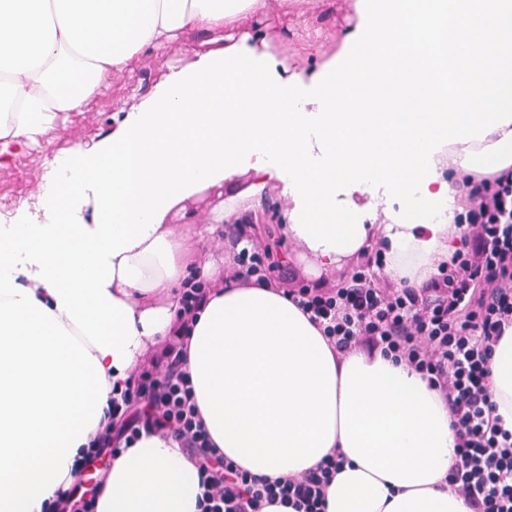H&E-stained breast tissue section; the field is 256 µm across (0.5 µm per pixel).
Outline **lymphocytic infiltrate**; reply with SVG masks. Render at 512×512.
Instances as JSON below:
<instances>
[{"instance_id": "lymphocytic-infiltrate-1", "label": "lymphocytic infiltrate", "mask_w": 512, "mask_h": 512, "mask_svg": "<svg viewBox=\"0 0 512 512\" xmlns=\"http://www.w3.org/2000/svg\"><path fill=\"white\" fill-rule=\"evenodd\" d=\"M466 251L454 253L437 276L415 288L381 287L364 267L333 288L288 289L338 353L364 345L413 367L448 403L456 433L448 485L473 512H512V431L503 428L490 390V362L512 326V170L462 175ZM182 352L169 346L114 402L116 433L98 452L114 456L144 432H162L194 449L207 512H258L262 504L293 502L325 512L335 461L285 481L269 482L234 462L213 464L209 439L180 371Z\"/></svg>"}]
</instances>
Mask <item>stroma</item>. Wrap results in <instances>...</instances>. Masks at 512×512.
I'll return each mask as SVG.
<instances>
[{
	"instance_id": "stroma-1",
	"label": "stroma",
	"mask_w": 512,
	"mask_h": 512,
	"mask_svg": "<svg viewBox=\"0 0 512 512\" xmlns=\"http://www.w3.org/2000/svg\"><path fill=\"white\" fill-rule=\"evenodd\" d=\"M354 2L305 0L303 14L290 30L286 29L284 20L276 16L249 18L244 25L265 34L272 51L287 55L289 65L299 69L330 61L340 54L344 33L358 21ZM202 40V35L185 33L180 48L170 54L165 62L157 60L152 54H143L131 71L107 81L89 112L71 118L58 129L54 148H64L75 141L91 142L110 132L124 112L153 91L168 65L182 67L191 63ZM42 155L40 148L24 146L13 148L11 153L0 156L1 207L9 205L34 187L41 171ZM253 216L264 226L263 242L287 253L288 258L280 264L279 272L287 277L289 287L320 284L333 288L351 272L352 266L346 264L316 274L310 257L300 248L290 245L284 237L278 214L262 209L254 211Z\"/></svg>"
}]
</instances>
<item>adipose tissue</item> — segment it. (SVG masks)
<instances>
[{"label":"adipose tissue","instance_id":"1","mask_svg":"<svg viewBox=\"0 0 512 512\" xmlns=\"http://www.w3.org/2000/svg\"><path fill=\"white\" fill-rule=\"evenodd\" d=\"M297 0H0V146L37 145L71 116L87 112L109 77L134 68L143 52L165 58L185 32L203 34L197 56L231 46L268 53L245 18L287 14ZM438 193L458 197L452 165L512 168V122L485 140L453 143L434 154ZM249 184L200 221L194 238L181 231L185 202L165 214L138 247L115 256L107 290L133 311L132 361L118 369L100 357L107 387H133L151 349L174 339L185 346L182 370L209 436L210 451L270 481L314 470L329 456L344 460L326 489L325 512H472L446 488L454 462L448 406L420 375L357 346L337 353L317 325L271 280H225L224 264L188 255L218 225L239 223L262 207L276 170L249 169ZM360 245L385 248L393 281L419 287L458 246L449 223L438 230L369 222ZM433 242L425 251L424 242ZM209 288L188 335L176 336L186 284ZM491 391L512 431V327L495 348ZM197 467L175 438L142 434L113 458L95 512H203Z\"/></svg>","mask_w":512,"mask_h":512}]
</instances>
